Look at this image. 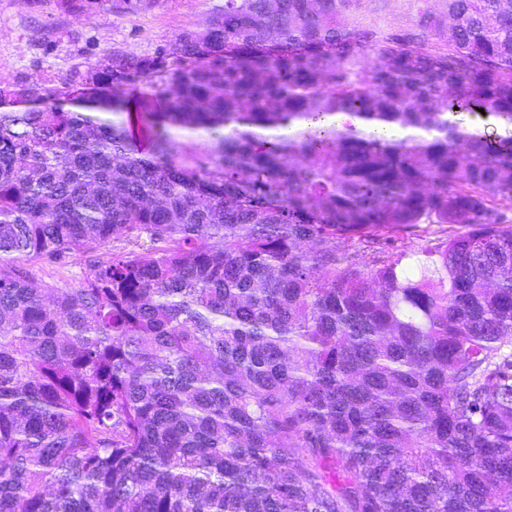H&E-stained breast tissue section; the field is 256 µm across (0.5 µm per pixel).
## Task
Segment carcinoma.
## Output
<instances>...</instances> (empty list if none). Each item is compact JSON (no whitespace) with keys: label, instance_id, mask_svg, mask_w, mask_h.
Returning a JSON list of instances; mask_svg holds the SVG:
<instances>
[{"label":"carcinoma","instance_id":"1","mask_svg":"<svg viewBox=\"0 0 512 512\" xmlns=\"http://www.w3.org/2000/svg\"><path fill=\"white\" fill-rule=\"evenodd\" d=\"M355 2L0 81V512H512V130L454 120L512 126V0ZM421 224L472 230L351 251ZM113 240L76 288L11 264ZM443 0H358L349 20L367 27H406L420 10L441 8ZM454 119L465 129L475 126L480 127L491 140L505 135V127L494 118L482 117L471 112H459L455 114ZM375 235L373 240H362V241H355L354 248L356 250H359L361 254H365L367 258L372 260V257L374 256L373 250H379L378 247H380L384 241L386 240H400V238L405 235V232L399 230V231H388V230H379L375 231L373 233ZM379 243V244H377Z\"/></svg>","mask_w":512,"mask_h":512}]
</instances>
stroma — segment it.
I'll list each match as a JSON object with an SVG mask.
<instances>
[{
    "label": "stroma",
    "instance_id": "1",
    "mask_svg": "<svg viewBox=\"0 0 512 512\" xmlns=\"http://www.w3.org/2000/svg\"><path fill=\"white\" fill-rule=\"evenodd\" d=\"M223 0H157L137 14L104 10L85 19L62 12L55 0H0V79L27 76L60 85L71 70L114 50L150 55L174 34L206 26ZM443 0H358L349 19L367 27H406L420 10L441 7ZM118 242L95 254L74 252L57 261L22 257L18 266L38 283L77 286L92 256L106 257Z\"/></svg>",
    "mask_w": 512,
    "mask_h": 512
}]
</instances>
